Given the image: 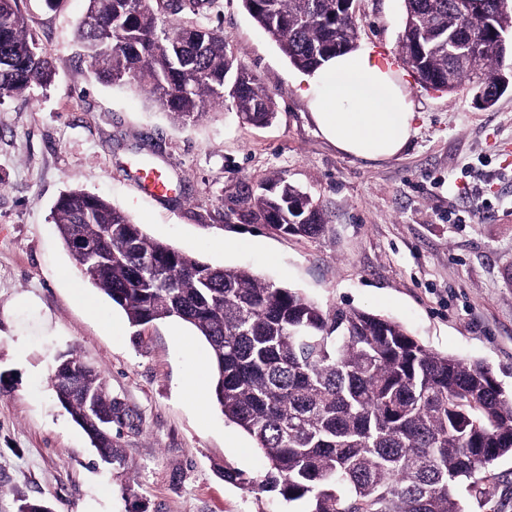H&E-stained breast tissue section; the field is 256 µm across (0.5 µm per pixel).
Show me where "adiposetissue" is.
Returning a JSON list of instances; mask_svg holds the SVG:
<instances>
[{"label":"adipose tissue","instance_id":"1","mask_svg":"<svg viewBox=\"0 0 512 512\" xmlns=\"http://www.w3.org/2000/svg\"><path fill=\"white\" fill-rule=\"evenodd\" d=\"M313 116L336 146L363 159L383 160L407 145L415 114L409 94L370 51L347 53L314 72Z\"/></svg>","mask_w":512,"mask_h":512}]
</instances>
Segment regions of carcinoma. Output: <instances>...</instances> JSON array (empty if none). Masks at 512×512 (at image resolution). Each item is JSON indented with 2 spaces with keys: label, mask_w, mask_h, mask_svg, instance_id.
<instances>
[{
  "label": "carcinoma",
  "mask_w": 512,
  "mask_h": 512,
  "mask_svg": "<svg viewBox=\"0 0 512 512\" xmlns=\"http://www.w3.org/2000/svg\"><path fill=\"white\" fill-rule=\"evenodd\" d=\"M242 4L297 69L311 73L356 47L359 22L340 0ZM212 5L88 0L98 26L78 24L83 58L100 80L147 93L179 125L227 102L242 122L267 124L274 95L211 24ZM399 53L422 87L451 94L467 83L490 107L512 86L509 0H403ZM54 75L19 0H0V101L29 97ZM243 203L241 218L285 235L331 230L326 208L284 176ZM53 223L86 281L130 326L177 318L205 339L214 403L267 460L259 490L303 512H467L512 456V392L485 363L429 349L389 317L325 309L248 269L202 262L82 190L60 197ZM54 388L112 462L116 408L101 372L72 356Z\"/></svg>",
  "instance_id": "cac0c4a2"
}]
</instances>
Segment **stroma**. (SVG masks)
Wrapping results in <instances>:
<instances>
[{
    "mask_svg": "<svg viewBox=\"0 0 512 512\" xmlns=\"http://www.w3.org/2000/svg\"><path fill=\"white\" fill-rule=\"evenodd\" d=\"M87 6L22 0L56 75L35 98L0 102V512H17L20 495L82 512L103 492L107 512H289L255 488L267 462L252 439L184 390L207 343L176 319L132 327L81 276L56 279L73 266L52 222L69 190L105 198L209 264L251 268L325 308L392 318L434 351L484 361L512 389V88L488 109L467 87L422 88L398 52L402 0H354L358 46L400 75L416 112L399 155L360 159L321 134L304 72L241 0H215L213 24L274 93L277 116L253 126L218 108L183 127L139 90L94 77L78 44ZM151 167L168 176L170 197L141 191ZM278 174L326 205L329 234L239 219L243 198ZM76 287L98 314L75 300ZM22 295L37 308L15 307ZM75 352L122 412L109 464L55 394L56 369Z\"/></svg>",
    "mask_w": 512,
    "mask_h": 512,
    "instance_id": "35a3bbf8",
    "label": "stroma"
}]
</instances>
